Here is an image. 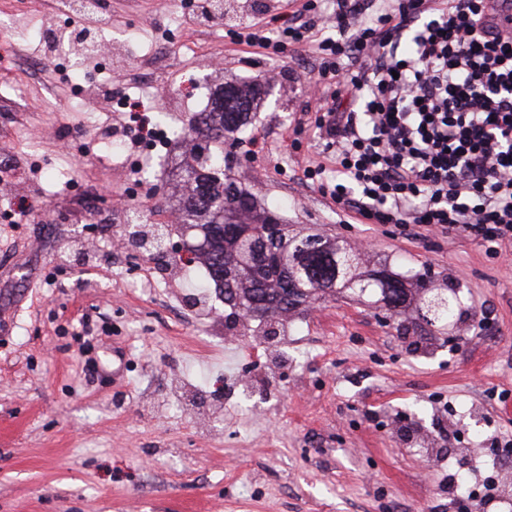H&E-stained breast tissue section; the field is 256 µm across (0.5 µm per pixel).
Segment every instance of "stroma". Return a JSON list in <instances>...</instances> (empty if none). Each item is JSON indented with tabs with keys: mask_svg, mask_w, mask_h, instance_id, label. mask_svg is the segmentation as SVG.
Returning a JSON list of instances; mask_svg holds the SVG:
<instances>
[{
	"mask_svg": "<svg viewBox=\"0 0 512 512\" xmlns=\"http://www.w3.org/2000/svg\"><path fill=\"white\" fill-rule=\"evenodd\" d=\"M103 2L113 54L134 56L113 96L173 102L178 128L215 76L268 85L247 132L224 142L231 176L286 223L368 241V261L405 277L431 268L457 284V315L446 334H406L401 317L337 294L300 307L270 345L238 339L215 294L189 305L200 265L175 261L151 282L148 260L113 250L126 230L115 200L165 224L169 161L145 182L105 148L86 152L121 108L27 65L34 32L73 15L0 0V213L13 196L39 203L0 237V512H460L445 462L512 439V246L490 258L467 239L364 224L305 180L317 56L235 36L264 8L279 40L303 0H226L199 24L173 21L172 0ZM30 167L37 183L14 179ZM66 172L97 192L93 218L76 221V191L56 194Z\"/></svg>",
	"mask_w": 512,
	"mask_h": 512,
	"instance_id": "stroma-1",
	"label": "stroma"
}]
</instances>
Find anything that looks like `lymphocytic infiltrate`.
Returning a JSON list of instances; mask_svg holds the SVG:
<instances>
[{
	"instance_id": "1",
	"label": "lymphocytic infiltrate",
	"mask_w": 512,
	"mask_h": 512,
	"mask_svg": "<svg viewBox=\"0 0 512 512\" xmlns=\"http://www.w3.org/2000/svg\"><path fill=\"white\" fill-rule=\"evenodd\" d=\"M490 0H336L313 47L324 161L308 179L370 224L512 245V28Z\"/></svg>"
}]
</instances>
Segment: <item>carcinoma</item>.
Here are the masks:
<instances>
[{
    "label": "carcinoma",
    "instance_id": "carcinoma-1",
    "mask_svg": "<svg viewBox=\"0 0 512 512\" xmlns=\"http://www.w3.org/2000/svg\"><path fill=\"white\" fill-rule=\"evenodd\" d=\"M267 96L261 83H227L216 90L210 106L195 112L183 130L194 142L192 162L181 167L180 227L196 240L194 255L208 281L224 291V305L236 314L235 301L273 311L275 329H285L288 314L328 293L359 290L386 301L374 283L377 271L362 270L363 258L349 244L325 247L320 235H299L288 225L271 227L277 207L265 204L240 187L224 169V140L245 131L253 112ZM453 286L437 288L429 271L409 280L394 274L393 309L410 306L441 326L454 311Z\"/></svg>",
    "mask_w": 512,
    "mask_h": 512
}]
</instances>
